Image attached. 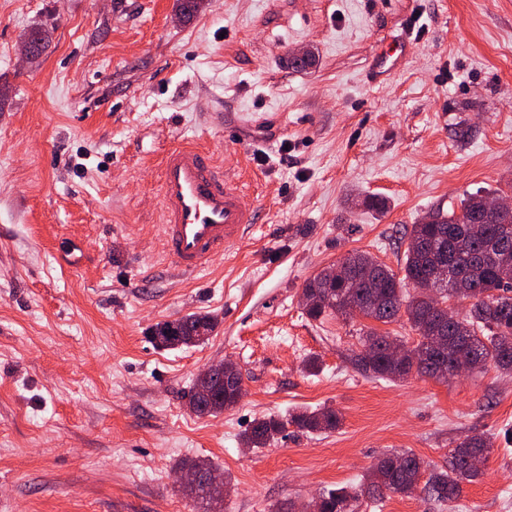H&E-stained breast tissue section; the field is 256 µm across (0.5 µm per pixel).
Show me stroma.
I'll return each instance as SVG.
<instances>
[{"instance_id":"1","label":"stroma","mask_w":512,"mask_h":512,"mask_svg":"<svg viewBox=\"0 0 512 512\" xmlns=\"http://www.w3.org/2000/svg\"><path fill=\"white\" fill-rule=\"evenodd\" d=\"M39 25L52 42L32 64ZM297 50L312 68L289 66ZM1 83L0 512H200L174 478L198 459L230 481L223 512H298L382 454L442 466L473 434L494 451L454 510L512 512V377L369 378L349 360L366 319L300 304L349 253L400 270L406 228L512 187V0H209L189 20L175 0H0ZM196 139L259 222L186 274L157 162ZM191 314L215 318L208 342L154 347L156 324ZM227 358L245 397L196 416L185 392ZM322 407L336 431L288 423L243 451L254 419ZM24 48L22 47L23 55L29 56V60L33 61L38 59L49 43V31L43 27L32 28L24 36ZM31 48V54L28 46Z\"/></svg>"}]
</instances>
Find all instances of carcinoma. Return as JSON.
I'll list each match as a JSON object with an SVG mask.
<instances>
[{"label": "carcinoma", "mask_w": 512, "mask_h": 512, "mask_svg": "<svg viewBox=\"0 0 512 512\" xmlns=\"http://www.w3.org/2000/svg\"><path fill=\"white\" fill-rule=\"evenodd\" d=\"M206 0H176L175 9L182 17L201 11ZM31 48L29 60L38 59L49 43V31L35 27L24 36ZM492 194L481 190L467 195L460 202V211H433L435 222L420 221L405 233L403 277H397L386 265L365 252L345 257L341 264L350 267L355 276L348 282L339 276H330L327 267L309 278L302 295L310 307L305 314L311 320L336 314L344 318L362 316L388 324L405 313L411 330L419 336L412 354L395 360L390 348L401 340L388 332L373 327L359 338L360 350L353 353L354 366L373 378L391 382L406 379L411 373L440 380L439 367L451 366L457 356L463 355L474 363V370L482 371L492 365L503 374H512V214L493 224L482 225L476 235L470 226L477 219L484 202ZM444 273L463 275L462 287L450 288L440 282ZM434 280L439 284L442 302L452 298L469 302L467 313L448 318L445 311H435L426 291L418 283ZM417 290L406 295V286ZM216 321L208 315H187L179 320L156 324L150 335L158 349L196 346L209 338ZM236 381L228 376L224 382H215L211 397L202 400L195 388L185 395L186 404L193 413L204 416L230 409L238 404L235 398ZM341 422L335 410L322 408L291 416L289 424L301 431L327 432ZM285 431L280 419L269 416L257 418L241 436L248 448H263L278 439ZM492 443L489 438L468 436L448 454L444 467H430L411 450L388 453L380 457L361 484L350 490L346 487L320 493L322 512H354L360 497L374 503L389 494H411L422 474H428L421 495L443 508H452L460 496L462 483L480 477V472L469 468V459L481 454L489 456ZM199 475L196 485L184 488L191 497L204 505V512L223 498V488L207 482L210 472L216 470L211 462L196 460L180 465Z\"/></svg>", "instance_id": "cac0c4a2"}]
</instances>
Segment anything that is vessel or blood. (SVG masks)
<instances>
[{
	"label": "vessel or blood",
	"instance_id": "b4317fda",
	"mask_svg": "<svg viewBox=\"0 0 512 512\" xmlns=\"http://www.w3.org/2000/svg\"><path fill=\"white\" fill-rule=\"evenodd\" d=\"M162 236L175 267L192 273L240 241L258 216L251 197L194 142L161 160Z\"/></svg>",
	"mask_w": 512,
	"mask_h": 512
}]
</instances>
